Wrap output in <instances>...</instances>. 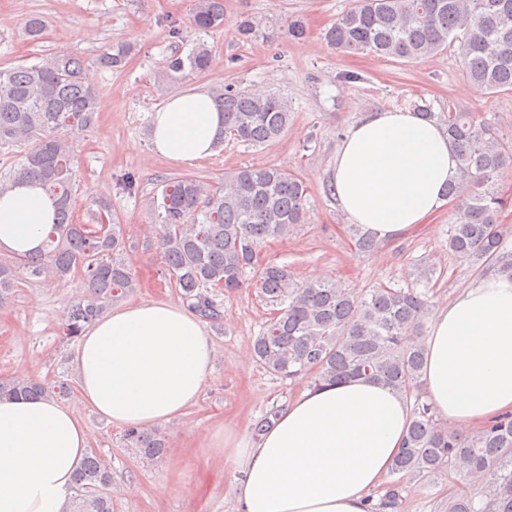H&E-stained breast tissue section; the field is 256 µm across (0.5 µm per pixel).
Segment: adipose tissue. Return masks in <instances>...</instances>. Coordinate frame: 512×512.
Listing matches in <instances>:
<instances>
[{
  "mask_svg": "<svg viewBox=\"0 0 512 512\" xmlns=\"http://www.w3.org/2000/svg\"><path fill=\"white\" fill-rule=\"evenodd\" d=\"M224 115L188 89L152 114L155 151L176 165L212 154ZM457 177L444 130L419 113L367 114L337 152L336 201L350 223L388 242L428 223ZM55 222L40 186L0 195V252L43 249ZM423 387L448 424L479 427L512 412V276L480 278L433 316ZM200 319L169 301L102 314L75 355L82 405L107 422L146 427L181 417L213 374ZM411 420L404 396L365 378L303 390L258 439L217 430L209 455L233 464L237 512H369ZM89 447L77 408L48 397L0 400V512H65Z\"/></svg>",
  "mask_w": 512,
  "mask_h": 512,
  "instance_id": "ef3b65f1",
  "label": "adipose tissue"
}]
</instances>
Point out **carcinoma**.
I'll use <instances>...</instances> for the list:
<instances>
[{"instance_id":"obj_1","label":"carcinoma","mask_w":512,"mask_h":512,"mask_svg":"<svg viewBox=\"0 0 512 512\" xmlns=\"http://www.w3.org/2000/svg\"><path fill=\"white\" fill-rule=\"evenodd\" d=\"M192 23L201 32L223 27L224 0H194ZM45 29L38 15L26 21L33 41L42 39ZM234 31L243 42L266 36L263 21L249 16L237 20ZM325 39L338 53L409 62L426 60L457 41L473 83L491 94L512 92V0H352ZM131 52V46L120 45L98 62L120 71ZM212 65L210 50L199 44L169 56L165 76L202 75ZM212 96L224 114L223 137L261 146L288 130L291 109L278 93L227 85L213 89ZM95 107L96 92L85 83L84 63L76 57L54 54L38 63L0 69V159L5 165L0 194L34 181L46 191L56 214L42 251L0 262V304L21 271L58 281L78 271L83 291L69 312L64 330L69 338L80 336L114 298L137 287L121 259L122 225L102 228V214L112 215V204L100 202L87 224L76 222L72 211L73 135L94 125ZM421 116L444 127L458 162L457 180L445 193L454 205L448 255L512 273V251L497 223L512 205L498 183L512 165V150L470 112L450 107ZM21 142L29 147L16 160L10 149ZM306 197L305 183L275 166L243 167L221 188L191 174L165 179L154 203L161 224L163 276L190 310L216 322L222 312L210 289L230 297L251 273L271 308L252 343L258 362L270 373L307 378L313 387L366 378L415 398L392 465V474L400 479L390 484L374 512L398 505L401 479L422 480L444 471L480 484L477 498H448V512H512V414L463 436L441 423L431 403L422 399L424 348L418 337L431 310L428 292L386 285L358 293L336 283H299L288 266L261 260L263 244L288 237L302 223ZM51 394L64 397L70 388L63 382L0 381V399ZM124 439L146 458L158 457L166 448L158 434L135 427L126 429ZM110 482L102 459L88 455L75 475L77 496L70 512H112V500L102 493Z\"/></svg>"}]
</instances>
